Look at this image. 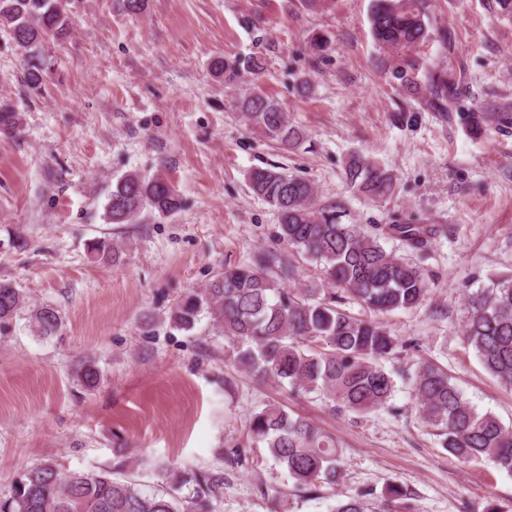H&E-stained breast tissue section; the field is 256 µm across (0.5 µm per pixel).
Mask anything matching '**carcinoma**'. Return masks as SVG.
I'll return each mask as SVG.
<instances>
[{"mask_svg":"<svg viewBox=\"0 0 512 512\" xmlns=\"http://www.w3.org/2000/svg\"><path fill=\"white\" fill-rule=\"evenodd\" d=\"M369 23L381 47L417 46L429 37L424 0H372ZM64 0H0V29L5 30L26 57L24 80L40 90L46 73L45 45L68 32ZM212 69L232 83L243 70L263 69L257 59L215 60ZM409 90L428 89L433 103L450 101L449 77L433 73L421 84L403 76ZM241 115L260 138L284 151L302 147L306 135L288 123L280 104L263 93L239 102ZM20 117L8 104L0 105V134H10ZM346 181L354 190L374 198L389 195L393 177L379 162L360 153L348 157ZM251 191L277 213V240L295 253L316 261L324 281L332 286L329 298L318 288H287L270 254L254 265L226 266L203 289L192 290L172 308L174 327L191 331L202 314L212 327L231 340L237 365L253 378L286 383L293 391L319 393L339 407L367 413L391 407L394 383L381 361L398 357L414 346L394 336L380 314L407 311L423 304L431 280L407 258L388 251L386 239L401 241L409 251L426 249L441 224H344L333 205H319L310 182L275 165L255 167L248 175ZM162 217L182 208L170 180L157 174L125 173L112 184L105 217L112 224H132L144 209ZM91 251L119 262L120 250L111 240L99 239ZM348 298L369 311L356 317L341 308ZM464 344L483 368L512 388V275L490 279V285L466 297ZM26 297L11 283L0 282V322H9ZM32 332L42 340L59 335L62 317L50 305L31 309ZM75 379L86 389L96 388L99 368L83 362ZM420 418L436 431L440 445L462 462L485 461L512 474V426L490 412L481 413L462 397L448 372L421 359L410 378ZM251 442L267 448L269 457L300 491L333 487L341 476L343 450L336 439L277 403L251 414L247 426ZM136 462L122 461L111 469L69 471L48 459L23 471L0 499V512H218L224 499V473L167 467L161 484L147 490L135 476ZM361 491L347 495L328 512H366ZM411 494L387 485L382 512L408 510Z\"/></svg>","mask_w":512,"mask_h":512,"instance_id":"cac0c4a2","label":"carcinoma"}]
</instances>
